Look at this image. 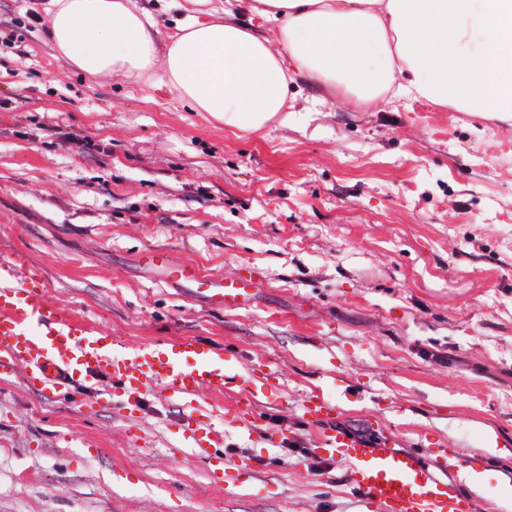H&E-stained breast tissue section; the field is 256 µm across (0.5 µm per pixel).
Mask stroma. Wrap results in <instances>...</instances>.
Instances as JSON below:
<instances>
[{
  "label": "stroma",
  "instance_id": "obj_1",
  "mask_svg": "<svg viewBox=\"0 0 512 512\" xmlns=\"http://www.w3.org/2000/svg\"><path fill=\"white\" fill-rule=\"evenodd\" d=\"M49 8L0 0V263L116 352L194 336L263 393L244 436L242 382L154 388L131 417L108 376L87 409L0 375V512H380L318 454L311 393L393 449L487 453L468 512H512V124L299 79L287 123L245 133L160 81L68 68ZM157 249L250 279L251 303L209 307ZM190 405L224 421L209 455Z\"/></svg>",
  "mask_w": 512,
  "mask_h": 512
}]
</instances>
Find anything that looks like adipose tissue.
Returning <instances> with one entry per match:
<instances>
[{"label": "adipose tissue", "instance_id": "ef3b65f1", "mask_svg": "<svg viewBox=\"0 0 512 512\" xmlns=\"http://www.w3.org/2000/svg\"><path fill=\"white\" fill-rule=\"evenodd\" d=\"M276 40L226 19L159 40L132 0H51L46 35L92 78L160 79L194 111L257 133L300 75L358 105L424 98L512 122V0H246Z\"/></svg>", "mask_w": 512, "mask_h": 512}]
</instances>
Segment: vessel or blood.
Here are the masks:
<instances>
[{
  "label": "vessel or blood",
  "instance_id": "b4317fda",
  "mask_svg": "<svg viewBox=\"0 0 512 512\" xmlns=\"http://www.w3.org/2000/svg\"><path fill=\"white\" fill-rule=\"evenodd\" d=\"M150 265L162 269L169 281L192 282L197 293L215 307L244 305L250 295L235 281L214 283L186 263H174L158 249L148 255ZM23 365L26 387L43 396L84 381L104 371L120 391L123 412H140L150 386L174 397L205 390L223 393L238 373L223 356L204 349L197 338H179L172 347L113 355L107 337L52 306L44 294L33 292L15 266L0 265V365ZM307 414L325 422L323 455L348 465V478L381 512H462L465 497L459 484L439 479V472L478 473L486 458L475 452L462 455L455 448H437L432 463L415 451H395L361 440L337 429L332 419L336 406L314 395ZM185 421L193 448L205 450L224 437L212 417L188 412Z\"/></svg>",
  "mask_w": 512,
  "mask_h": 512
}]
</instances>
